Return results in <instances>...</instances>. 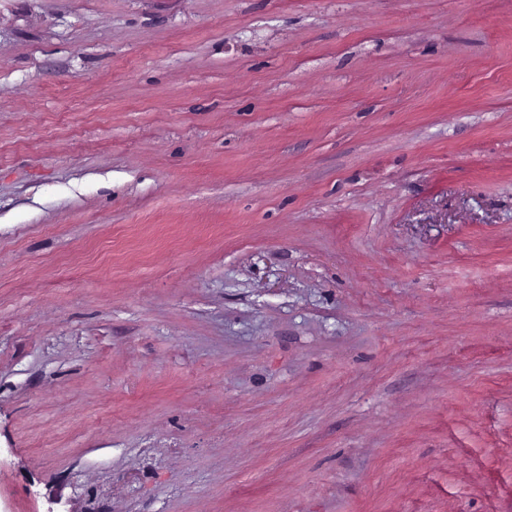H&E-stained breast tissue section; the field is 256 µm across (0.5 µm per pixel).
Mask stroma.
Returning a JSON list of instances; mask_svg holds the SVG:
<instances>
[{
  "mask_svg": "<svg viewBox=\"0 0 512 512\" xmlns=\"http://www.w3.org/2000/svg\"><path fill=\"white\" fill-rule=\"evenodd\" d=\"M512 512V0H0V512Z\"/></svg>",
  "mask_w": 512,
  "mask_h": 512,
  "instance_id": "obj_1",
  "label": "stroma"
}]
</instances>
